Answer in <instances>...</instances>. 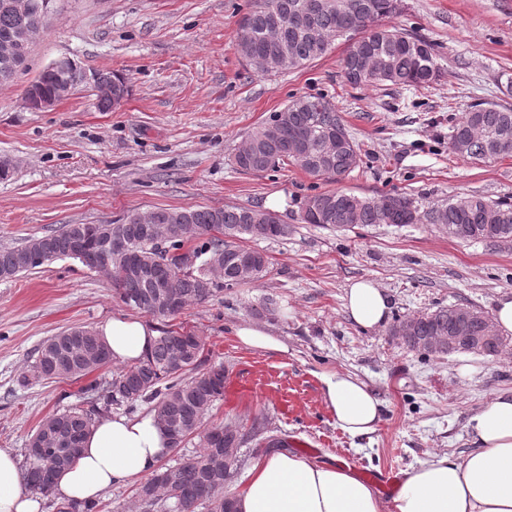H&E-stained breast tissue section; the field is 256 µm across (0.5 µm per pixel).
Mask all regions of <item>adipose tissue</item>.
Returning a JSON list of instances; mask_svg holds the SVG:
<instances>
[{"label":"adipose tissue","mask_w":512,"mask_h":512,"mask_svg":"<svg viewBox=\"0 0 512 512\" xmlns=\"http://www.w3.org/2000/svg\"><path fill=\"white\" fill-rule=\"evenodd\" d=\"M350 318L365 329L383 327L388 295L368 279L351 281L345 293ZM116 363L144 359L155 331L131 316H117L97 329ZM322 396L337 426L353 438L375 433L383 406L365 383L348 373L321 375ZM471 450L461 459L437 455L406 471L394 512H512V392L493 398L470 416ZM172 452L153 414H114L90 428L79 458L56 483L58 497L97 499L121 482L150 474ZM237 512H383L374 488L339 459L319 461L289 450L256 456L249 479L235 495ZM25 489L19 462L0 448V512H40Z\"/></svg>","instance_id":"ef3b65f1"}]
</instances>
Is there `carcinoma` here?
Segmentation results:
<instances>
[{"label":"carcinoma","instance_id":"cac0c4a2","mask_svg":"<svg viewBox=\"0 0 512 512\" xmlns=\"http://www.w3.org/2000/svg\"><path fill=\"white\" fill-rule=\"evenodd\" d=\"M0 38L15 36L38 24L39 14L18 13L1 6ZM308 0H249L247 11L237 23V31L248 32L261 53L275 52L278 44L288 42V64L265 72L267 76L285 74L305 67L325 56L335 40L348 41L342 58L346 81L361 84L390 83L400 87H422L436 81L440 68L435 45L415 33L383 23L395 14L401 0H320L309 31L275 29L270 24L269 9L276 4L284 13L307 7ZM101 80H110L125 98L129 84L125 76L96 69ZM290 128L304 133L313 148L311 160L299 163L308 174L337 181L359 165L360 153L335 106L324 96H300L290 101ZM247 141V157L237 160L242 172H265L295 161L286 139H270L265 125H260ZM449 150L459 156L490 160L512 155V107L476 104L454 121L448 141ZM391 198L396 204L391 220H386L381 201ZM194 234L180 229L171 231L164 252L155 249L142 234L140 224H65L42 236L30 238L20 248L0 250V273L12 279L46 265L39 249L48 248L54 259H80V250L107 248L112 237L123 238L147 266L143 276H124L126 257L112 254L108 271L112 286L122 301L142 313L153 312L148 304L155 283L170 282L179 297L175 311L158 314L169 321L191 303H203L216 293L234 288L245 281L266 276L267 256L256 251L253 271L245 276L226 258L237 251H247L246 241L284 237L281 221L271 211L237 207H198L186 210ZM259 214L264 223L255 224ZM306 224H325L348 229L371 224H434L448 230V237L462 242L491 244L512 238V203L486 200L475 195L460 196L447 202L424 206L411 196L385 194L365 198L340 190H328L309 197L301 212ZM413 324L414 335L432 337L448 331L455 321V306H443L418 317H405ZM205 342L195 331H180L170 325L160 334L146 358L128 366L101 384L91 381L81 389L89 407L75 406L46 417L30 436L21 469L25 488L34 494L51 497L58 476L67 459H58L60 448H80L90 426L99 414L112 406L132 410L149 405L154 416L166 418L165 428L171 443L185 445L200 439V451L175 463L160 466L140 483L135 495L146 512H172L177 498H182V512H236L232 496L224 493L229 479L224 470L210 463L222 455L236 458L234 474L242 465L241 449L248 434L239 427L205 425L210 409L224 398L226 370L221 363L206 365ZM112 363L110 352L92 327L69 328L41 343L34 362L29 365L26 381L54 382L81 379L94 370ZM56 512H103L98 501L55 503Z\"/></svg>","mask_w":512,"mask_h":512}]
</instances>
